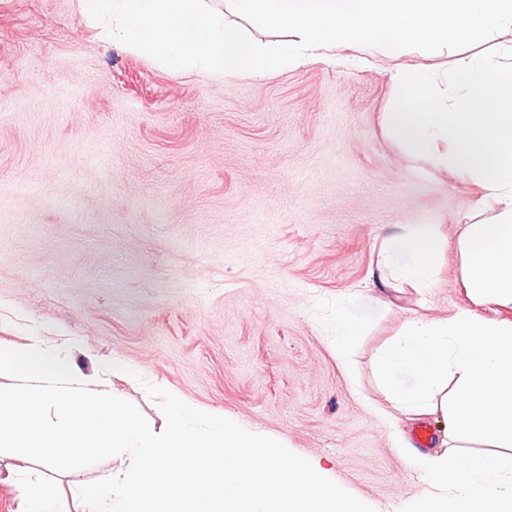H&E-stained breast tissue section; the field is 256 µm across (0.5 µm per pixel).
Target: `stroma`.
I'll return each instance as SVG.
<instances>
[{
  "mask_svg": "<svg viewBox=\"0 0 512 512\" xmlns=\"http://www.w3.org/2000/svg\"><path fill=\"white\" fill-rule=\"evenodd\" d=\"M452 52H356L214 83L102 41L77 0H0V348L68 337L87 384L164 416L147 385L282 442L375 512L432 494L402 448L441 414L394 426L373 369L409 319L474 303L461 225L488 222L481 188L408 154L384 114L395 70L444 77ZM407 224L433 226L442 263L417 291L375 273ZM363 323L336 357V305ZM80 476L0 452V512L42 472L57 512Z\"/></svg>",
  "mask_w": 512,
  "mask_h": 512,
  "instance_id": "stroma-1",
  "label": "stroma"
}]
</instances>
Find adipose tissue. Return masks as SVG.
<instances>
[{
    "label": "adipose tissue",
    "mask_w": 512,
    "mask_h": 512,
    "mask_svg": "<svg viewBox=\"0 0 512 512\" xmlns=\"http://www.w3.org/2000/svg\"><path fill=\"white\" fill-rule=\"evenodd\" d=\"M441 245L430 226L409 225L385 242L381 280L428 287ZM374 368L402 414L439 412L448 420L442 452L420 460L430 482L451 494L425 499L417 512H512V463L459 451L465 443L512 447V321L473 311L440 320L414 317L378 351ZM400 370L412 374V386L395 382Z\"/></svg>",
    "instance_id": "1"
}]
</instances>
